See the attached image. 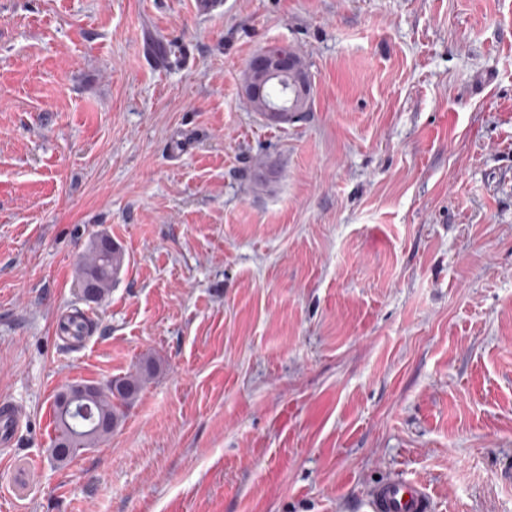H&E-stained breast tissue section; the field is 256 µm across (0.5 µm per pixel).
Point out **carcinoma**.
<instances>
[{
  "label": "carcinoma",
  "mask_w": 512,
  "mask_h": 512,
  "mask_svg": "<svg viewBox=\"0 0 512 512\" xmlns=\"http://www.w3.org/2000/svg\"><path fill=\"white\" fill-rule=\"evenodd\" d=\"M104 236L94 238L86 254L77 265L76 284L82 300H87L83 287L92 286V301L102 300L112 287V282L124 265V252L116 246L106 251L101 246ZM93 328L90 319L80 310L72 312L63 326L67 338L76 342L88 336ZM156 366L148 362L135 374L115 378L99 387L87 398L94 422L88 425L75 419V406L57 396L54 400L56 437L51 454L61 464L68 462L76 453L85 448H95L106 441L119 426L126 408L138 396L145 377L153 374Z\"/></svg>",
  "instance_id": "obj_1"
}]
</instances>
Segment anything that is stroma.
Segmentation results:
<instances>
[{
    "label": "stroma",
    "mask_w": 512,
    "mask_h": 512,
    "mask_svg": "<svg viewBox=\"0 0 512 512\" xmlns=\"http://www.w3.org/2000/svg\"><path fill=\"white\" fill-rule=\"evenodd\" d=\"M273 45L313 80L282 128L243 94ZM147 361L55 462L56 394ZM1 399L0 491L36 476L0 512H371L397 474L512 512V0H0ZM104 238L111 239L105 235L94 238L77 265L76 284L78 293L84 301H101L108 294L112 282L124 265L125 258L121 247L113 243L115 247L112 251H105L101 246ZM87 284L92 286L94 296L92 299L87 298L83 292L82 287ZM92 328L93 324L90 319L83 312L76 309L67 317L66 323L63 326V332L68 339L79 342L89 335ZM156 366L147 362L136 374L112 379L105 385H99L98 391L86 401L91 409L94 423L85 425L74 419L77 403L70 406L61 393L54 400L56 418V437L52 456L61 464L68 462L76 453L85 448H95L106 441L119 426L125 416L126 408L138 396L145 377L153 374ZM22 415L15 407L2 403L0 407V446L10 448L22 426Z\"/></svg>",
    "instance_id": "1"
}]
</instances>
